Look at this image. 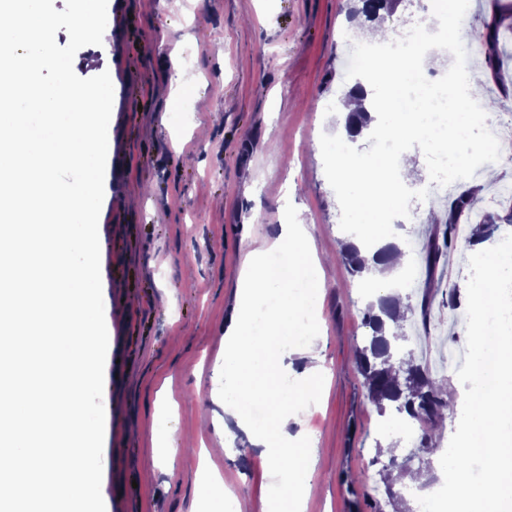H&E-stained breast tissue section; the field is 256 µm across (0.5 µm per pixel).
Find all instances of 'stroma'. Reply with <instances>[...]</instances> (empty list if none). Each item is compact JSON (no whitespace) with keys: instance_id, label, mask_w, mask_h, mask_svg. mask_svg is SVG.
Segmentation results:
<instances>
[{"instance_id":"1","label":"stroma","mask_w":512,"mask_h":512,"mask_svg":"<svg viewBox=\"0 0 512 512\" xmlns=\"http://www.w3.org/2000/svg\"><path fill=\"white\" fill-rule=\"evenodd\" d=\"M350 0H101L112 39L77 51L75 73L109 72L102 221L98 226L111 346L101 493L105 512H225L211 493L220 472L249 512H271L280 490L224 412V331L234 315L251 237L305 220L329 256L316 313L326 386L303 413L318 492L305 512H371L388 456L382 419L354 363L369 301L340 255L347 240L336 174L323 151L344 126L336 111L353 82L350 52L364 38ZM181 85L172 88L171 75ZM187 119L174 123V112ZM449 185L478 189L489 211L512 206V163ZM471 249L457 245L435 273L427 316L404 321L405 349L451 393L466 352ZM191 438L172 471L154 468L166 435Z\"/></svg>"}]
</instances>
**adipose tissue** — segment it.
Instances as JSON below:
<instances>
[{"label":"adipose tissue","instance_id":"adipose-tissue-1","mask_svg":"<svg viewBox=\"0 0 512 512\" xmlns=\"http://www.w3.org/2000/svg\"><path fill=\"white\" fill-rule=\"evenodd\" d=\"M433 119L457 128L474 124L472 112L466 108L437 116L423 104L404 112L392 109L382 113L381 120L397 132L402 148L385 159L342 151L336 154L339 186L348 213L354 223L370 225L380 244L390 241L385 231L399 199L396 187L403 184L415 164V155L405 143L425 142ZM277 254L287 255L295 272L311 276L306 298H298L292 288L267 276V261ZM320 267L321 257L307 225L283 224L276 235L251 238L242 262L237 315L224 334V404L232 410L252 446L259 448L273 479L287 491L283 512H303L312 492L315 456L314 449L293 445L288 410L292 402L316 400L323 392L325 377L321 365L314 364L304 369L295 392L282 390L278 375L268 371V357L277 345L281 359L291 358V351L281 346L283 334L296 324L302 309L314 306L322 284L313 275ZM260 308L265 311V331L257 336L251 331V320ZM254 400L264 401L272 409L276 434L252 426L247 405Z\"/></svg>","mask_w":512,"mask_h":512}]
</instances>
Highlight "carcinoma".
Segmentation results:
<instances>
[{"label": "carcinoma", "instance_id": "carcinoma-1", "mask_svg": "<svg viewBox=\"0 0 512 512\" xmlns=\"http://www.w3.org/2000/svg\"><path fill=\"white\" fill-rule=\"evenodd\" d=\"M401 2L359 0L362 7H352L350 14H361L365 21L375 22L383 13L393 14ZM506 28L512 30L511 4L493 14L483 36L484 69L495 81L499 80L503 67L501 34ZM371 121L367 109L351 112L344 117V128L351 135H360L369 130ZM479 202L480 198L474 189L453 197L444 218L436 222L420 248V259L427 275L433 274L441 258L456 247L458 242L473 247L491 240L501 225L512 226V206L502 213H481ZM465 223L469 225L468 235L460 239L457 226ZM341 254L350 266L352 275L361 277L366 274L367 266L358 258V251L353 245L345 244ZM404 319L405 314L398 307L396 296H380L369 302L363 311V322L369 328V334L363 344L356 348L355 362L364 379L367 397L378 414L384 416L396 411L420 422L417 447L433 452L436 450V431L440 429L448 412V391L436 383L427 366L416 362L412 356L405 362L402 376L392 375L393 362L400 354L397 341L404 338V335L397 331L387 334L386 322H392L399 329Z\"/></svg>", "mask_w": 512, "mask_h": 512}]
</instances>
